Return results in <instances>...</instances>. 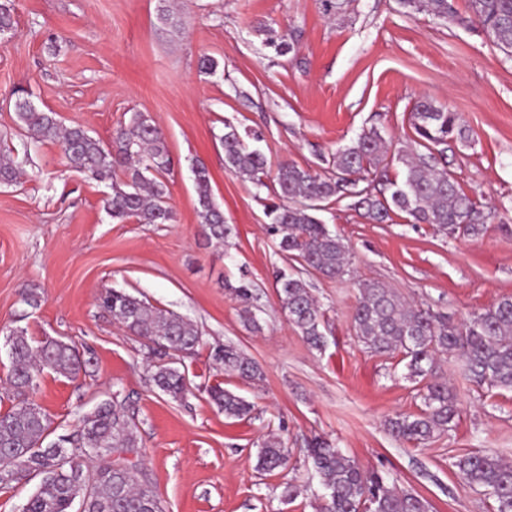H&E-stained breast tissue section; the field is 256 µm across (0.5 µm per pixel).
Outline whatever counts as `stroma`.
<instances>
[{
  "mask_svg": "<svg viewBox=\"0 0 512 512\" xmlns=\"http://www.w3.org/2000/svg\"><path fill=\"white\" fill-rule=\"evenodd\" d=\"M445 23L406 15L398 0H349L324 13L319 0H15L16 27L0 36V151L24 174L0 187V378L10 362L6 333L62 339L93 361L70 377L44 371L34 394L56 434L118 391L136 409L143 467L164 512H318L323 490L304 450L322 437L365 470L428 501L431 512H492L493 501L463 485L453 463L488 450L512 463V391L468 380L456 359L438 358L458 415L424 444L395 440L388 418L419 413L425 385L407 378L399 355L369 352L353 330L359 288L386 283L407 301L472 318L512 297V237L489 229L476 241L453 239L405 214L375 224L348 201L320 217L351 253L343 278L309 275L324 318L313 349L278 301L279 252L266 203L277 185L256 188L224 166L225 124L260 135L270 165L321 170L324 161L377 127L407 142L409 114L422 96L459 115L467 143L451 144L448 169L463 189L512 225V58L469 21L468 0H451ZM178 13L174 29L165 7ZM298 41L283 56L265 44L261 22ZM215 58L216 73L198 68ZM41 110L80 124L103 143L133 114L162 129L174 166L169 224L118 221L104 209L110 183L69 167L56 142H34L16 124L14 92ZM211 176L231 232L221 244L201 235L192 168ZM250 300L236 296L240 282ZM122 288L191 319L204 344L182 363L193 388L185 400L149 383L153 360L143 340L98 306L104 289ZM35 294L38 307L24 303ZM258 327L243 323L244 311ZM230 344L261 368L246 382L225 374L211 346ZM244 397L251 416L228 418L210 400L213 385ZM288 450L283 470L257 471L266 434ZM299 486L285 502V483Z\"/></svg>",
  "mask_w": 512,
  "mask_h": 512,
  "instance_id": "35a3bbf8",
  "label": "stroma"
}]
</instances>
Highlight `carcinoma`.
<instances>
[{"label": "carcinoma", "instance_id": "obj_1", "mask_svg": "<svg viewBox=\"0 0 512 512\" xmlns=\"http://www.w3.org/2000/svg\"><path fill=\"white\" fill-rule=\"evenodd\" d=\"M409 16L427 12L451 21L449 0H399ZM475 22L492 43L512 57V0H469ZM14 0H0V35L14 27ZM265 45L278 55L295 50L292 36L264 27ZM19 126L35 142L57 141L70 165L94 180H112V194L104 200L116 220L139 224H168L167 176L172 158L155 122L137 113L120 127L108 145L88 134L80 124L62 126L53 112L38 110L15 91ZM414 138L392 147L371 128L352 145L336 150L327 167L313 171L283 162L271 169L264 154L249 147L238 130L224 125L220 141L224 164L256 187L273 176L278 201L266 206L274 231L281 234L280 252L300 265L277 274L276 288L288 320L314 348H321V311L303 274L328 279L345 275L350 263L348 246L331 233L316 213L343 199L377 224L404 213L415 224H429L450 238L477 239L488 231L494 213L469 196L448 171L446 152L453 141L466 138L457 113L430 97L420 98L409 117ZM404 167L401 180L388 176L390 163ZM198 196V219L208 242H224L230 233L224 212L211 196L210 176L203 165L193 168ZM18 166L9 154L0 155V184H11ZM98 306L128 332L144 339L154 357L151 384L174 400L184 398L185 372L180 355L202 342L191 321L122 290L108 289ZM358 339L376 354L402 355L408 376L425 379L435 372V356L448 353L462 362L466 375L478 385L512 390V298L504 297L478 315L455 323L420 305H411L387 285H362L353 313ZM10 341L11 371L7 396L12 406L0 413V488L38 480L21 512H163L158 495L142 467L141 443L129 398L116 391L83 416L78 428L49 442L51 419L33 400L44 370L76 374L89 364L75 346L46 337L38 342L16 329ZM213 360L224 373L254 380L256 363L232 345L212 348ZM212 401L230 417L251 414L253 404L219 385L208 389ZM424 408L416 415H399L387 423L397 439L424 444L448 431L457 415L454 395L445 384L426 385ZM288 449L267 436L257 451L256 468L272 473L283 467ZM311 469L325 490L320 512H429L426 500L397 487H388L377 473L365 472L326 439L316 438L307 448ZM453 466L460 482L491 494L496 512H512V464L492 453L458 457Z\"/></svg>", "mask_w": 512, "mask_h": 512}]
</instances>
